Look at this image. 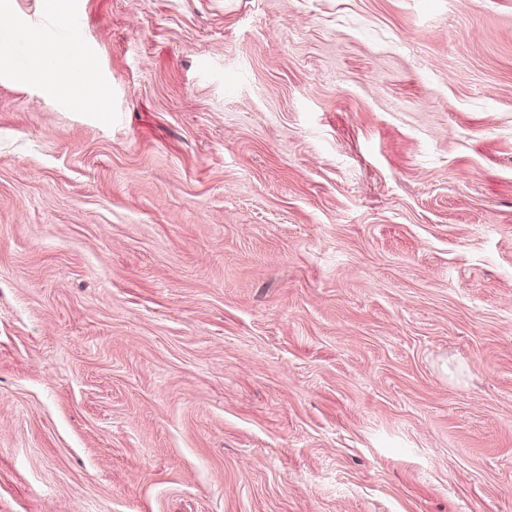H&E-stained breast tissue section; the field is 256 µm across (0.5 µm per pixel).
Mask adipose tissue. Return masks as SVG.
<instances>
[{"mask_svg": "<svg viewBox=\"0 0 512 512\" xmlns=\"http://www.w3.org/2000/svg\"><path fill=\"white\" fill-rule=\"evenodd\" d=\"M17 48L25 55V65L19 72L23 80L40 85L49 96L63 98L73 106L103 109L107 89L97 80L89 56L64 52L35 29L0 27V70L12 68Z\"/></svg>", "mask_w": 512, "mask_h": 512, "instance_id": "obj_1", "label": "adipose tissue"}]
</instances>
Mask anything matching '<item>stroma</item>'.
Returning a JSON list of instances; mask_svg holds the SVG:
<instances>
[{"label":"stroma","mask_w":512,"mask_h":512,"mask_svg":"<svg viewBox=\"0 0 512 512\" xmlns=\"http://www.w3.org/2000/svg\"><path fill=\"white\" fill-rule=\"evenodd\" d=\"M109 110L0 71V512H512V0H71Z\"/></svg>","instance_id":"stroma-1"}]
</instances>
